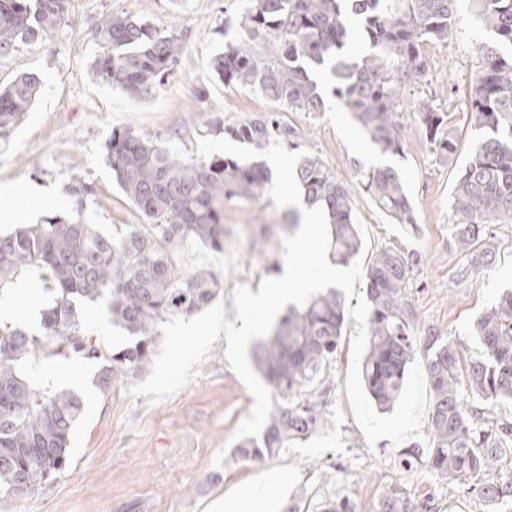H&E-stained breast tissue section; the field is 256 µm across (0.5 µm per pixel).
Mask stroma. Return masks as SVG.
Here are the masks:
<instances>
[{"label":"stroma","mask_w":512,"mask_h":512,"mask_svg":"<svg viewBox=\"0 0 512 512\" xmlns=\"http://www.w3.org/2000/svg\"><path fill=\"white\" fill-rule=\"evenodd\" d=\"M244 0H71L68 11L47 39L17 45L0 56V86L25 72L39 74L40 93L20 123L0 137V232L13 228L12 216L25 212V186L42 187L47 197L31 223L45 216H71L57 196H71L78 183L91 192L83 201L84 222L109 232L118 224L143 218L126 200L106 163V144L113 130L133 129L181 158L195 156L197 141L214 136L205 125L213 117L240 123L278 113L289 134L288 151L308 149L350 187L353 211L370 230V249L392 248L411 256V300L420 331H432L455 342L463 362L481 357L483 346L470 334L473 323L495 305L499 293L512 288V223L496 227L495 261L464 275L467 259L451 249V192L464 151L442 160L432 152L415 113L404 117L403 152L383 155L350 114L336 101L332 85L317 75L325 100L320 112L292 110L248 88L227 87L206 70L211 56L236 41ZM125 13L147 20L157 30L180 32L185 52L178 70L152 97L135 100L96 80L92 63L101 47L94 36L99 18ZM491 35L477 24L470 0H459L452 36L423 45L429 60L428 97L448 123L471 145L477 133L468 116L480 42ZM207 92L206 113L191 100L197 87ZM396 167L414 203L417 226L392 223L365 192L360 173L373 166ZM281 209H257L237 203L224 209L230 229L223 251L191 244L177 248L188 269L208 265L224 275L225 318L235 321L233 290L248 285L258 291L263 278L279 276L283 265ZM273 225L264 251L249 248L251 224ZM355 320H347L338 350L312 387L329 399L328 422L311 438L292 444L279 455L255 465L215 455L226 448L248 416L254 399L225 358L227 342L218 339L200 363L196 377L172 397L149 403L132 397L130 382L116 384L109 396L85 398L70 447L68 468L35 496L0 505V512H210L214 502L246 482H268L267 512L297 491L311 501L348 496L372 504L394 486L414 500L419 512H486L476 493L438 477L425 466L410 472L397 464V447L381 439L368 448L355 422L346 392Z\"/></svg>","instance_id":"35a3bbf8"}]
</instances>
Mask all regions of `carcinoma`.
<instances>
[{
    "mask_svg": "<svg viewBox=\"0 0 512 512\" xmlns=\"http://www.w3.org/2000/svg\"><path fill=\"white\" fill-rule=\"evenodd\" d=\"M69 0H0V56L19 43L41 41L61 24ZM458 0H249L236 42L214 54L209 74L226 86L259 92L291 109L319 112L325 106L312 71L325 70L332 94L382 154L402 152L403 113H418L441 159L458 150L445 131L448 114L420 97L427 84L424 42L453 33ZM482 28L493 40L479 46L480 65L471 91L470 121L479 131L452 192L453 243L479 271L497 252L493 225L512 221V0H472ZM102 47L93 62L96 79L143 99L153 96L177 70L182 36L158 31L130 15L110 14L96 23ZM358 38L371 52L353 55ZM41 87L36 73H22L0 89V136L30 110ZM216 130L263 150L288 134L271 117L225 124ZM106 163L125 198L144 216L111 234L82 219L49 216L0 234V289L35 270L48 281L49 305L39 328L0 327V504L37 494L70 463V437L84 410L72 388L34 384L29 369L39 359L79 355L99 363L93 381L102 395L136 378L151 364L158 326L172 316L207 308L224 279L207 266L186 270L175 248L194 242L224 251L229 229L224 206L269 202L270 176L263 162L230 156L180 159L131 129L112 132ZM305 202L328 216L336 263L361 252L351 190L319 157L306 155L296 167ZM362 185L376 207L395 224H417L415 208L399 172L390 165L362 172ZM410 261L384 248L369 260V345L363 362L368 393L381 407L393 405L408 364L424 347L432 392L431 443L399 452L405 471L416 464L477 492L486 506L512 499V421L494 422L468 412L461 388L484 401L512 403V290L474 324L471 335L485 350L462 374L453 341L429 333L419 339L410 299ZM101 305L127 342L108 349L92 338L80 307ZM345 304L330 288L305 309L282 317L256 344L253 359L272 388L273 410L260 437L233 448L236 458L262 461L314 435L327 422L328 400L309 395L339 345ZM317 512H417L399 489L384 491L370 507L353 498H328Z\"/></svg>",
    "mask_w": 512,
    "mask_h": 512,
    "instance_id": "obj_1",
    "label": "carcinoma"
}]
</instances>
